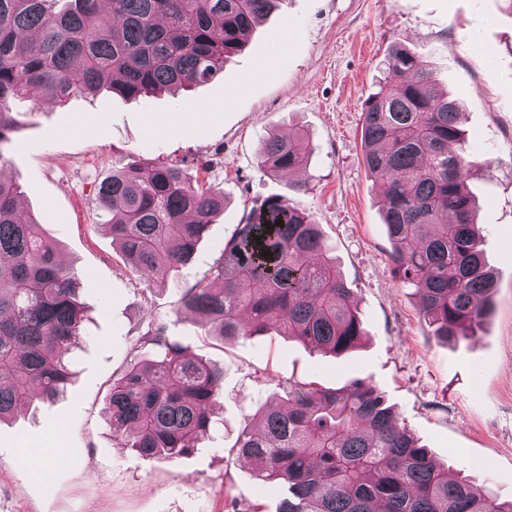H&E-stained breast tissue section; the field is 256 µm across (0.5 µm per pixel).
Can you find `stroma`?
<instances>
[{"mask_svg":"<svg viewBox=\"0 0 512 512\" xmlns=\"http://www.w3.org/2000/svg\"><path fill=\"white\" fill-rule=\"evenodd\" d=\"M396 42L430 61L464 112L475 165L467 185L496 288L473 338L442 344L414 288L394 273L375 182L363 162L364 102ZM128 99L101 88L58 105L14 102L19 126L0 169L74 272L88 321L63 396L0 422V512H278L284 485L235 460L238 434L274 383L339 389L372 381L436 462L512 499V15L500 0H282L224 71L180 92ZM208 111L196 117L193 106ZM297 127L315 146L305 171L258 165L265 137ZM177 164L227 201L179 273L146 284L125 269L93 207L102 179L134 162ZM282 197L312 215L352 291L366 336L334 356L274 334L225 341L176 313L244 211ZM170 339L224 372L210 433L154 462L116 447L105 407L132 341L156 319Z\"/></svg>","mask_w":512,"mask_h":512,"instance_id":"1","label":"stroma"}]
</instances>
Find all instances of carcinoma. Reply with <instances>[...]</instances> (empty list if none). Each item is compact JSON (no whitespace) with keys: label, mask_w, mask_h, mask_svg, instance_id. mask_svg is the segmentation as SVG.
Returning a JSON list of instances; mask_svg holds the SVG:
<instances>
[{"label":"carcinoma","mask_w":512,"mask_h":512,"mask_svg":"<svg viewBox=\"0 0 512 512\" xmlns=\"http://www.w3.org/2000/svg\"><path fill=\"white\" fill-rule=\"evenodd\" d=\"M278 2L0 0V147L18 100L62 104L103 84L139 98L211 81ZM383 65L362 113L364 164L380 187L397 277L420 297L431 335L456 343L474 335L494 288L466 185L473 161L460 105L405 44ZM312 152L289 127L265 140L259 166L290 174ZM94 207L129 272L149 283L195 259L225 199L179 165L144 163L112 170ZM178 310L225 341L274 332L340 355L365 336L320 225L280 197L242 217ZM85 321L74 273L0 174V420L65 393ZM223 378L152 322L112 381V439L145 460L190 453L209 432ZM278 385L284 401L258 404L233 446L257 478L285 485L278 512H512V501L437 465L371 381Z\"/></svg>","instance_id":"carcinoma-1"}]
</instances>
